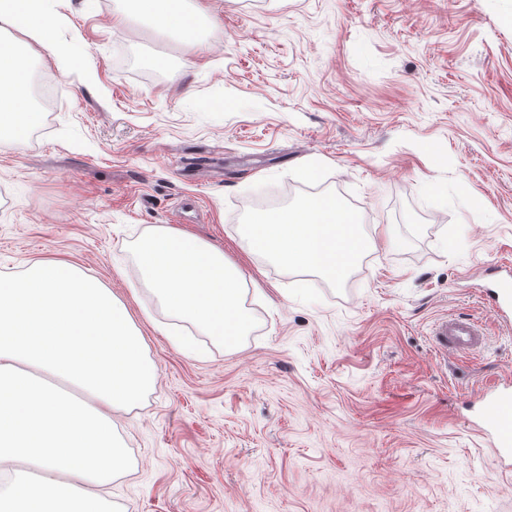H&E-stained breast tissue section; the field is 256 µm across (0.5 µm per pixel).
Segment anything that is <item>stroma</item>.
<instances>
[{
  "mask_svg": "<svg viewBox=\"0 0 512 512\" xmlns=\"http://www.w3.org/2000/svg\"><path fill=\"white\" fill-rule=\"evenodd\" d=\"M72 60L26 142H0V276L59 259L128 307L156 369L114 413L118 512H512L471 428L512 380L486 286L512 266V0H190L188 45L126 0H44ZM316 176L306 181L304 167ZM334 193L373 247L339 282L251 254L256 195ZM239 269L225 350L136 280L154 226ZM470 315L486 345L436 352ZM193 338L189 354L177 337Z\"/></svg>",
  "mask_w": 512,
  "mask_h": 512,
  "instance_id": "1",
  "label": "stroma"
}]
</instances>
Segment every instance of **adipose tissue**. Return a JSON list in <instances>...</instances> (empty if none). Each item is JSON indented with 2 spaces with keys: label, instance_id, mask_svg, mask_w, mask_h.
Wrapping results in <instances>:
<instances>
[{
  "label": "adipose tissue",
  "instance_id": "1",
  "mask_svg": "<svg viewBox=\"0 0 512 512\" xmlns=\"http://www.w3.org/2000/svg\"><path fill=\"white\" fill-rule=\"evenodd\" d=\"M154 25L195 41L203 16L184 0H127ZM21 15L28 37L66 59L56 44L57 21L34 0H0V19ZM29 73L13 44L0 42V140L22 142L38 120L24 106ZM251 253L287 270H309L338 281L372 245L332 194L297 207L254 214L245 229ZM141 280L171 316L194 325L225 348L237 347L251 323L246 284L223 251L168 226H154L135 249ZM75 387L64 398L54 380ZM156 373L123 302L76 267L36 262L0 278V512H47L60 494L81 498V512H109L87 486L121 475L127 450L112 411L134 406Z\"/></svg>",
  "mask_w": 512,
  "mask_h": 512
}]
</instances>
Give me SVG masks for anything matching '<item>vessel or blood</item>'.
Returning <instances> with one entry per match:
<instances>
[{
	"label": "vessel or blood",
	"mask_w": 512,
	"mask_h": 512,
	"mask_svg": "<svg viewBox=\"0 0 512 512\" xmlns=\"http://www.w3.org/2000/svg\"><path fill=\"white\" fill-rule=\"evenodd\" d=\"M432 337L440 352L474 354L481 350L483 338L475 321L443 318L434 324ZM476 430L490 441L493 452L505 467H512V391H490L482 398Z\"/></svg>",
	"instance_id": "b4317fda"
}]
</instances>
